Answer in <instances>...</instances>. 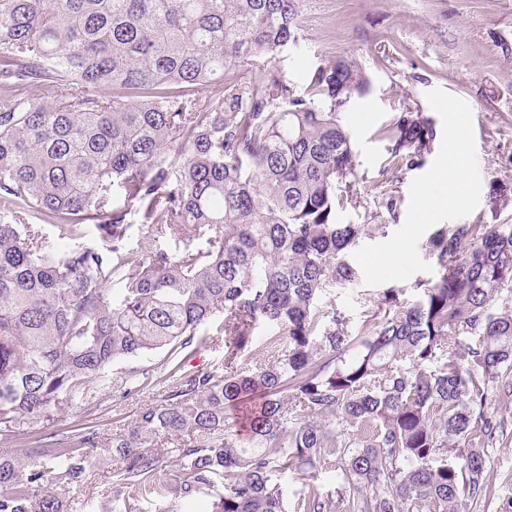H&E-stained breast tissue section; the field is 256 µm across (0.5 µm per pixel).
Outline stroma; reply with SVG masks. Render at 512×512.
Listing matches in <instances>:
<instances>
[{
	"label": "stroma",
	"instance_id": "35a3bbf8",
	"mask_svg": "<svg viewBox=\"0 0 512 512\" xmlns=\"http://www.w3.org/2000/svg\"><path fill=\"white\" fill-rule=\"evenodd\" d=\"M299 33L298 47L280 63L294 86L305 87L320 63L339 57L355 60L371 81L369 93L352 96L342 110L357 178L355 198L338 218L374 227L352 256L359 279L337 287L334 300L358 326L385 289H398L400 301L410 303L418 282L437 278L426 243L441 225L512 221V206L498 210L492 203L495 188L512 187V0H301ZM408 109L429 117L437 136L422 165L393 170L383 132ZM457 138L466 168L458 201L418 220L429 193L448 192L436 179ZM383 183L396 200L391 214L377 208ZM162 398L151 389L123 397L106 391L69 410L63 427L93 423L100 444L95 466L67 487V498L85 512H112V439ZM486 472L498 498L512 496V431L491 450Z\"/></svg>",
	"mask_w": 512,
	"mask_h": 512
}]
</instances>
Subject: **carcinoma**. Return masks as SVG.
<instances>
[{"label":"carcinoma","instance_id":"1","mask_svg":"<svg viewBox=\"0 0 512 512\" xmlns=\"http://www.w3.org/2000/svg\"><path fill=\"white\" fill-rule=\"evenodd\" d=\"M299 3L0 0V439L30 442L0 457V512H69L59 489L99 432L29 426L95 387L165 392L112 438L125 512L204 491L211 512H470L495 496L488 449L509 421L487 396L512 397V297L493 305L512 286V224L437 229V279L411 303L387 289L350 326L332 291L358 280L369 225L337 220L357 177L340 111L370 81L348 58L288 81ZM384 138L388 165L411 168L436 129L407 110ZM36 220L64 238L92 222L107 248L53 250ZM134 222L151 229L135 262ZM221 313L224 374L186 371ZM260 320L277 337L249 369ZM163 350L160 373L107 374ZM322 470L328 488L288 497L283 477Z\"/></svg>","mask_w":512,"mask_h":512}]
</instances>
